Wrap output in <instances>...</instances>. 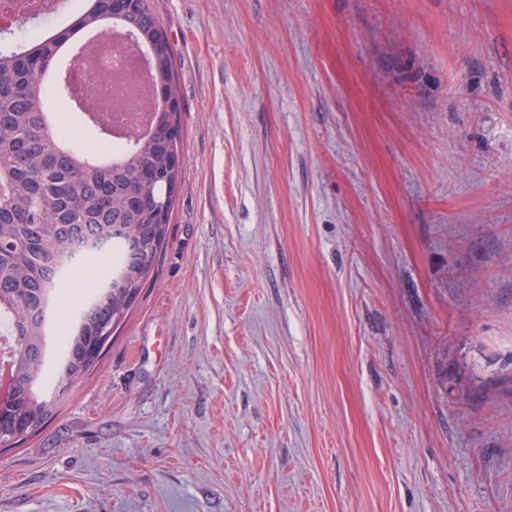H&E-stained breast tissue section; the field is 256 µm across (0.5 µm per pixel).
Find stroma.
<instances>
[{"label":"stroma","mask_w":512,"mask_h":512,"mask_svg":"<svg viewBox=\"0 0 512 512\" xmlns=\"http://www.w3.org/2000/svg\"><path fill=\"white\" fill-rule=\"evenodd\" d=\"M182 178L0 512H512V0H157Z\"/></svg>","instance_id":"obj_1"}]
</instances>
